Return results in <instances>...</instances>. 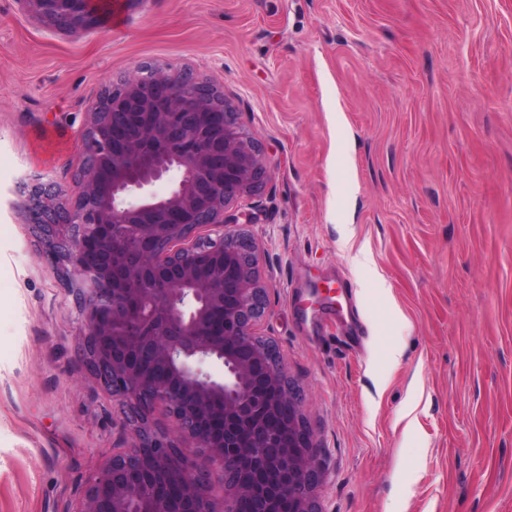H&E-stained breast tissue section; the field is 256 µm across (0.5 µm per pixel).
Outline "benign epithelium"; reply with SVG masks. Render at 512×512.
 Here are the masks:
<instances>
[{
  "instance_id": "1",
  "label": "benign epithelium",
  "mask_w": 512,
  "mask_h": 512,
  "mask_svg": "<svg viewBox=\"0 0 512 512\" xmlns=\"http://www.w3.org/2000/svg\"><path fill=\"white\" fill-rule=\"evenodd\" d=\"M74 34L101 27L112 0H16ZM223 91L188 70L144 66L109 82L87 113L79 195L40 186L31 223L75 296L83 358L126 408L127 448L92 480L79 512H317L322 463L265 313L257 246L228 210L263 184L258 145ZM170 179L158 196L154 184ZM278 404L276 434L262 416ZM171 428L156 427V406ZM194 440L203 474L181 451ZM228 494L209 493L212 479Z\"/></svg>"
}]
</instances>
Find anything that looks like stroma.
<instances>
[{
  "label": "stroma",
  "instance_id": "stroma-1",
  "mask_svg": "<svg viewBox=\"0 0 512 512\" xmlns=\"http://www.w3.org/2000/svg\"><path fill=\"white\" fill-rule=\"evenodd\" d=\"M143 64L261 149L259 332L319 512H512V0H148L80 35L0 0V512H76L123 445L20 186L75 198L86 112Z\"/></svg>",
  "mask_w": 512,
  "mask_h": 512
}]
</instances>
